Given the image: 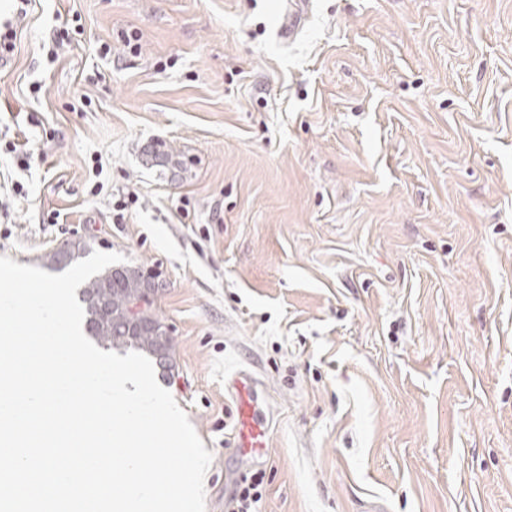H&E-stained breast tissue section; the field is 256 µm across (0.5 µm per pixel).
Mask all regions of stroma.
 <instances>
[{
    "label": "stroma",
    "instance_id": "obj_1",
    "mask_svg": "<svg viewBox=\"0 0 512 512\" xmlns=\"http://www.w3.org/2000/svg\"><path fill=\"white\" fill-rule=\"evenodd\" d=\"M18 29L0 256L84 241L159 283L206 512L259 470L260 512H512V0H33ZM238 404V423L233 448L245 460L262 457L268 448L269 417L258 406L259 380L251 371H239L231 381Z\"/></svg>",
    "mask_w": 512,
    "mask_h": 512
}]
</instances>
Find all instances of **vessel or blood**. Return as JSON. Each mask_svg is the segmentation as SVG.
I'll use <instances>...</instances> for the list:
<instances>
[{"label":"vessel or blood","mask_w":512,"mask_h":512,"mask_svg":"<svg viewBox=\"0 0 512 512\" xmlns=\"http://www.w3.org/2000/svg\"><path fill=\"white\" fill-rule=\"evenodd\" d=\"M230 387L239 414L233 448L243 459L260 458L268 446L269 417L258 406L259 380L253 372L243 370L232 377Z\"/></svg>","instance_id":"obj_1"}]
</instances>
